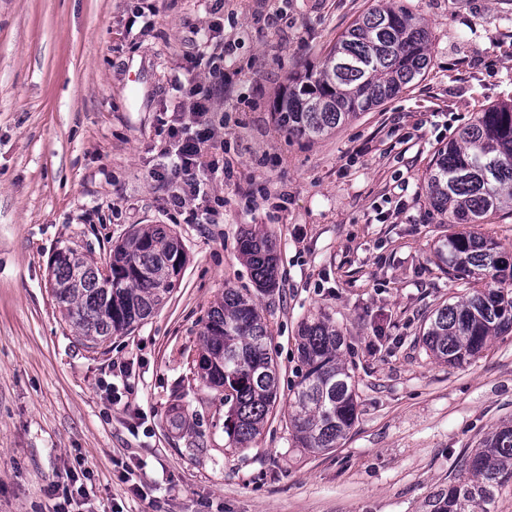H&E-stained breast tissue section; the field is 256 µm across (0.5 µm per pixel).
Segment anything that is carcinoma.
Returning <instances> with one entry per match:
<instances>
[{
  "instance_id": "cac0c4a2",
  "label": "carcinoma",
  "mask_w": 512,
  "mask_h": 512,
  "mask_svg": "<svg viewBox=\"0 0 512 512\" xmlns=\"http://www.w3.org/2000/svg\"><path fill=\"white\" fill-rule=\"evenodd\" d=\"M429 33L396 0L370 9L336 41L316 69L288 78L275 104L287 137L314 140L397 96L428 65ZM430 207L451 229L434 257L448 278L472 293L444 303L426 320L421 340L438 361L461 365L494 336L512 332V255L477 226L496 213L512 215V103L488 107L437 151L425 177ZM257 291L277 286L276 243L246 228L239 236ZM186 263L179 239L157 224L138 227L114 246L102 266L64 246L52 265V290L64 318L96 347L144 323L175 288ZM200 379L224 393L225 432L250 448L273 411L279 377L269 330L254 297L224 289L201 333ZM300 380L289 407L300 448L339 446L358 419L352 375L342 362L345 336L327 315L301 322ZM512 482V422L488 433L472 450L465 472L436 491L426 512H493L501 487Z\"/></svg>"
}]
</instances>
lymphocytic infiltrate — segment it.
<instances>
[{"label":"lymphocytic infiltrate","mask_w":512,"mask_h":512,"mask_svg":"<svg viewBox=\"0 0 512 512\" xmlns=\"http://www.w3.org/2000/svg\"><path fill=\"white\" fill-rule=\"evenodd\" d=\"M210 35H201L197 54L189 58L184 74L174 77L173 87L181 95L175 116L168 127L169 145L164 155L171 160L166 181L172 193L170 204L174 210L188 209L189 223H197L200 215L213 210L209 182L224 168V158L209 151L213 139L214 114L224 96V70L213 66L211 86H203L194 72L212 45Z\"/></svg>","instance_id":"obj_1"}]
</instances>
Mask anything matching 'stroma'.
<instances>
[{"mask_svg": "<svg viewBox=\"0 0 512 512\" xmlns=\"http://www.w3.org/2000/svg\"><path fill=\"white\" fill-rule=\"evenodd\" d=\"M399 3L428 28L424 76L307 142L280 132L272 103L377 0H0V512H54L51 485L69 477L90 491L78 512H423L512 421V334L458 367L420 341L464 294L434 263L448 227L423 176L477 112L512 102V0ZM208 25L224 31V204L188 224L153 173L171 80ZM141 224L181 241L180 279L153 317L88 348L52 295L51 258L68 245L106 262ZM248 226L277 244L259 306L280 399L242 449L195 366L224 290L255 287ZM321 310L347 338L359 407L339 447L313 453L285 414L299 325Z\"/></svg>", "mask_w": 512, "mask_h": 512, "instance_id": "obj_1", "label": "stroma"}]
</instances>
